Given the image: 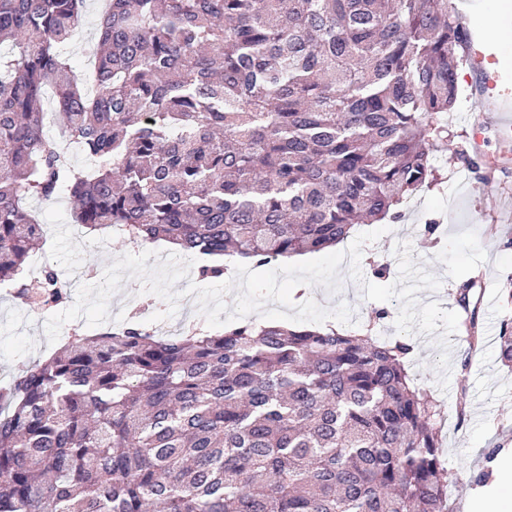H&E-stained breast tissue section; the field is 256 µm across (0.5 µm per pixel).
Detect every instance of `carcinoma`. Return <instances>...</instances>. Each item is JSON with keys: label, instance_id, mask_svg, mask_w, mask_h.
Masks as SVG:
<instances>
[{"label": "carcinoma", "instance_id": "1", "mask_svg": "<svg viewBox=\"0 0 512 512\" xmlns=\"http://www.w3.org/2000/svg\"><path fill=\"white\" fill-rule=\"evenodd\" d=\"M86 0H0V285L44 229L32 198L260 267L343 242L436 180L469 61L451 0H111L95 68L61 47ZM87 169L60 160L41 101ZM57 304L67 283L46 274ZM465 353L481 347L476 313ZM405 338L239 322L74 334L0 384V512H452L441 407ZM499 362L512 370V331ZM499 448L474 477L487 485Z\"/></svg>", "mask_w": 512, "mask_h": 512}]
</instances>
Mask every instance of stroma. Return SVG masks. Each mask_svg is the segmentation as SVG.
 Returning <instances> with one entry per match:
<instances>
[{
	"instance_id": "1",
	"label": "stroma",
	"mask_w": 512,
	"mask_h": 512,
	"mask_svg": "<svg viewBox=\"0 0 512 512\" xmlns=\"http://www.w3.org/2000/svg\"><path fill=\"white\" fill-rule=\"evenodd\" d=\"M466 18L471 31H495L501 18L512 21V0H452ZM494 70L499 75L497 87L484 89L482 96L492 108H500L504 90H512V44L494 42L490 59H475L459 73L460 98L448 115V121L460 134L462 148L476 153L483 162L482 176L464 168L454 151L441 150L435 162L441 180L427 192L413 197L405 218L388 226L386 234L365 245L360 261L366 280H373L369 266L375 257L385 258L390 266V280H397V243H410L411 257L440 281L438 290L418 292L421 303L439 302L442 309L458 311L457 286L483 269L486 287L477 292L479 325L485 326L483 349L471 359H464L465 349L460 334L449 337V368L441 370L437 361L441 354L434 336H413L415 345L411 371L419 386L429 390L445 413L439 431L446 462L455 473L448 488L454 512H462L464 502L482 498L484 491L473 484L474 476L484 464L485 453L495 447L512 448V370L499 362L498 336L503 323H512V303L501 292L512 278V137L504 136L494 125L473 130L470 123L471 90L477 87L480 70ZM493 183L491 192L479 188L481 178ZM30 209L44 221L46 233L40 249L47 267L56 273H67V295L63 307H71L81 283H97L107 266L133 248L119 237L103 238L98 234H70L71 204L68 199L31 200ZM438 223L437 244L427 247L422 228L425 221ZM310 299L326 309L347 303L353 310V327L372 329L384 339L397 337L394 326L398 301L384 304L365 300L360 286L331 293L314 288ZM387 310L383 321H376L378 310ZM48 311L21 303L0 293V379L12 375L18 359H46L54 350L48 344L44 323ZM448 377L447 388H440L441 377Z\"/></svg>"
}]
</instances>
